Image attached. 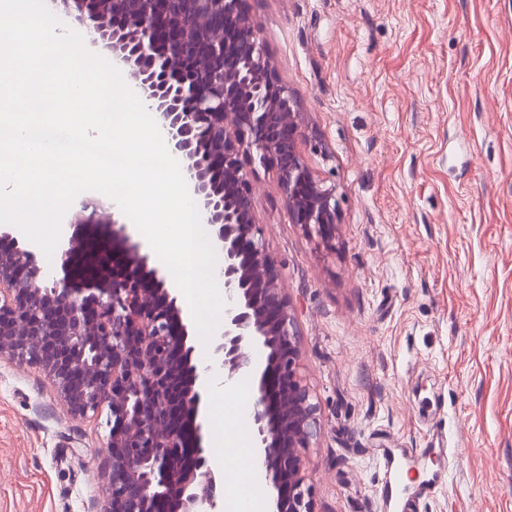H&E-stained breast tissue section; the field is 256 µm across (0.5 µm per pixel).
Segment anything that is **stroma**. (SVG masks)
<instances>
[{
	"instance_id": "1",
	"label": "stroma",
	"mask_w": 512,
	"mask_h": 512,
	"mask_svg": "<svg viewBox=\"0 0 512 512\" xmlns=\"http://www.w3.org/2000/svg\"><path fill=\"white\" fill-rule=\"evenodd\" d=\"M336 187V239L289 223L273 170L255 213L294 308L321 432L316 512H512V0H254ZM107 433L40 369L0 357V512H99Z\"/></svg>"
}]
</instances>
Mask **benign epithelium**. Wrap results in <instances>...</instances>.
<instances>
[{"mask_svg":"<svg viewBox=\"0 0 512 512\" xmlns=\"http://www.w3.org/2000/svg\"><path fill=\"white\" fill-rule=\"evenodd\" d=\"M248 2L73 0L88 43L112 53L190 176L227 299L210 360L227 381L259 374L249 428L269 512H315L302 457L321 427L300 373L292 304L256 220L255 164L275 171L288 222L326 246L336 239V186L305 156L301 101L278 77ZM65 223L111 232L104 249L96 237L64 236L59 274L0 226V355L41 369L72 416H105L101 512H158L163 502L215 512L224 472L204 446L209 380L194 363L177 289L102 201H83ZM78 257L87 266L76 279ZM252 348L266 353L265 365Z\"/></svg>","mask_w":512,"mask_h":512,"instance_id":"obj_1","label":"benign epithelium"}]
</instances>
